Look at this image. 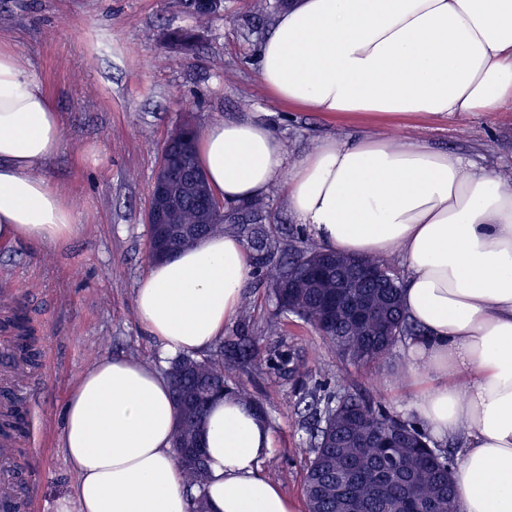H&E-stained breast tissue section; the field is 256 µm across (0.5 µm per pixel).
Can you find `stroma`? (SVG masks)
<instances>
[{
    "label": "stroma",
    "mask_w": 512,
    "mask_h": 512,
    "mask_svg": "<svg viewBox=\"0 0 512 512\" xmlns=\"http://www.w3.org/2000/svg\"><path fill=\"white\" fill-rule=\"evenodd\" d=\"M255 0H224V15L198 23L185 0H0V43L11 46L60 114L61 150L43 168L76 208L79 233L63 247L0 242V316L23 309L41 350V372L23 392L29 432L25 471L30 512H55L75 473L61 449L63 410L80 373L99 359L158 364L156 345L135 315V288L149 264L145 213L161 148L182 121L253 114L282 138L289 156L329 135L408 136L459 154L477 167L512 175V108L436 118L331 117L272 100L256 75V51L269 28ZM194 30L193 49L168 41ZM250 299L224 327L228 336L260 334L270 318L267 361L244 367L225 359L230 386H245L273 432L261 473L286 495L303 498L308 435L299 424L312 397L351 391L399 413L413 388L395 377L400 348L359 369L292 315H276L262 275L244 287ZM303 361L302 377L278 355Z\"/></svg>",
    "instance_id": "stroma-1"
}]
</instances>
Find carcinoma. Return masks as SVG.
<instances>
[{
  "label": "carcinoma",
  "instance_id": "cac0c4a2",
  "mask_svg": "<svg viewBox=\"0 0 512 512\" xmlns=\"http://www.w3.org/2000/svg\"><path fill=\"white\" fill-rule=\"evenodd\" d=\"M169 150L181 156L185 164L197 168L195 162L196 129L190 123L180 125L169 138ZM197 216L191 199H184L174 220L178 224H192ZM233 230L246 238L252 258L261 265L269 293L281 313L293 314L316 330L323 328L321 297L336 291V282L328 280L317 286L302 281L305 268L316 261L324 250L315 247L297 249L278 235L272 227L265 203L253 200L243 209L221 216L210 217L208 231ZM363 262L380 271L388 280L384 294L392 299L393 307L380 311L367 328L348 331L336 329L326 336L336 354L357 366L377 365L388 355L398 340L415 331L414 325L403 313L401 284L390 273L389 263L383 258H365ZM387 318L390 335H378L381 318ZM3 326L15 331V342L20 358L33 366L37 361L35 337L23 317L18 314L3 321ZM233 355L247 363L262 361L267 355L264 337L239 336L232 343ZM168 382L185 393L194 391L202 382L214 379L225 381L224 340L216 343L212 354L205 358L182 355L174 359L167 370ZM356 408L357 436L371 432L384 433V426H399L408 440L406 448H367L338 438L331 418L341 408ZM207 410L188 414L178 420L173 445L190 439L206 418ZM311 436L308 463L305 469L303 495L307 512H337L340 498H360L365 506L361 512H408L406 505L413 500L425 507L420 512H455V493L452 483V464L448 456L433 448H424L425 435L410 422L387 414V410L370 399L349 394L336 400H327L325 408L313 403L306 419ZM188 488L196 489L194 512H208L204 488L208 471H184Z\"/></svg>",
  "mask_w": 512,
  "mask_h": 512
}]
</instances>
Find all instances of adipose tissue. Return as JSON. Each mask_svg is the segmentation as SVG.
<instances>
[{"mask_svg": "<svg viewBox=\"0 0 512 512\" xmlns=\"http://www.w3.org/2000/svg\"><path fill=\"white\" fill-rule=\"evenodd\" d=\"M257 77L309 112H497L512 105V0H293L260 45ZM62 141L39 81L0 45V240L54 246L79 232L73 205L40 174ZM195 154L225 205L279 185L320 246L401 259L403 306L418 328L405 341L403 377L416 391L402 410L426 437L458 442V512H512V186L458 154L378 134L328 137L292 159L247 117L208 123ZM251 272L246 243L229 232L151 262L135 309L159 357L221 339ZM175 424L159 369L98 361L64 409L76 483L57 512H192ZM203 438L209 512H298L260 472L272 432L254 405L215 398Z\"/></svg>", "mask_w": 512, "mask_h": 512, "instance_id": "ef3b65f1", "label": "adipose tissue"}]
</instances>
